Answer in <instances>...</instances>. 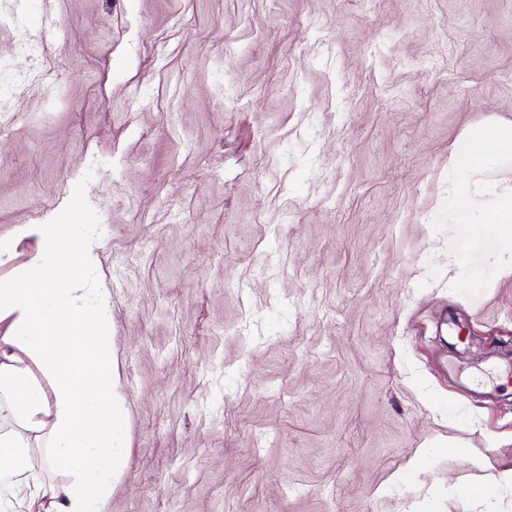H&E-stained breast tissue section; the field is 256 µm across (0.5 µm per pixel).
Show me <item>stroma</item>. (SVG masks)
<instances>
[{
	"label": "stroma",
	"instance_id": "obj_1",
	"mask_svg": "<svg viewBox=\"0 0 512 512\" xmlns=\"http://www.w3.org/2000/svg\"><path fill=\"white\" fill-rule=\"evenodd\" d=\"M494 121L512 0H0V282L98 243L109 512H512V168L448 205ZM493 158L512 161V124L464 133L448 153V173L456 180ZM495 201L493 223L496 227L490 251L497 260L496 277L512 276V185L498 189Z\"/></svg>",
	"mask_w": 512,
	"mask_h": 512
}]
</instances>
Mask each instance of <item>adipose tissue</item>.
<instances>
[{
	"label": "adipose tissue",
	"mask_w": 512,
	"mask_h": 512,
	"mask_svg": "<svg viewBox=\"0 0 512 512\" xmlns=\"http://www.w3.org/2000/svg\"><path fill=\"white\" fill-rule=\"evenodd\" d=\"M493 158L512 161V124L464 133L448 172L467 175ZM495 201L491 252L498 275L512 276V185ZM59 231L23 227L20 237H37L40 252L16 282L0 283V512H107L125 453L111 297L80 285L95 268L96 244L62 241ZM54 465L65 479L46 477Z\"/></svg>",
	"instance_id": "obj_1"
}]
</instances>
